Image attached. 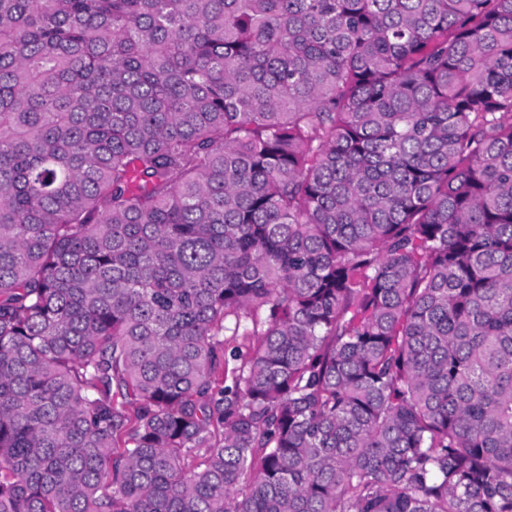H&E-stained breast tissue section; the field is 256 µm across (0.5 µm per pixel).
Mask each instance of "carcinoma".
<instances>
[{
    "label": "carcinoma",
    "mask_w": 512,
    "mask_h": 512,
    "mask_svg": "<svg viewBox=\"0 0 512 512\" xmlns=\"http://www.w3.org/2000/svg\"><path fill=\"white\" fill-rule=\"evenodd\" d=\"M0 512H512V0H0Z\"/></svg>",
    "instance_id": "1"
}]
</instances>
